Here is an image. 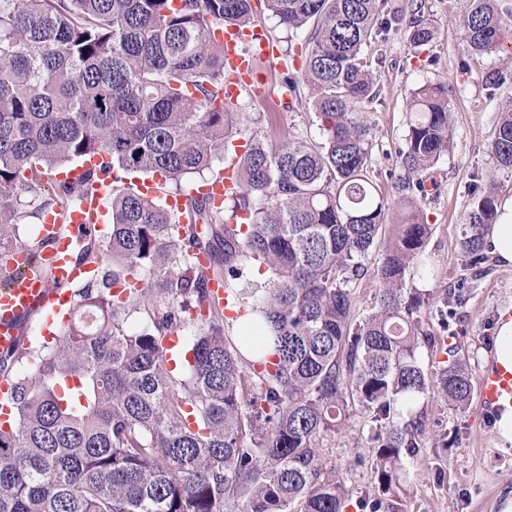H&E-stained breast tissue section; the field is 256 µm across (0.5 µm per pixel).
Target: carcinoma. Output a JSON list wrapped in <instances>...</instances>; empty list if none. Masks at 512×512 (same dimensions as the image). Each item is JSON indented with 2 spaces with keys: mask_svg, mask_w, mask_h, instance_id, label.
I'll list each match as a JSON object with an SVG mask.
<instances>
[{
  "mask_svg": "<svg viewBox=\"0 0 512 512\" xmlns=\"http://www.w3.org/2000/svg\"><path fill=\"white\" fill-rule=\"evenodd\" d=\"M265 2L288 32L314 24L288 87H308L323 143L248 141L238 190L220 209L192 201L185 224L155 198L113 189L111 234L76 253L96 268L77 286L61 342L0 353V375L14 383L0 426V512H345L344 483L318 442L352 403L375 422L369 512H404V459L426 422L394 423L398 405L430 388L459 409L472 399L454 349L428 381L416 357L420 320L402 305L431 234L420 175L452 137L446 83H425L410 100L377 309L359 322L353 311L351 283L389 210L366 175L362 108L377 92L364 50L394 26L411 47L430 45L433 15L421 0L407 16L385 13V0ZM470 2L459 23L468 56L504 52L512 13L497 0ZM251 16V0H0V256L42 247L17 239L21 218L80 203L79 187L42 182L48 169L98 155L88 187L138 172L178 187L233 150L236 106L224 102V47L212 32L248 27ZM491 153L512 171V107L500 112ZM24 173L36 186L29 201L11 193ZM498 216L495 194L477 191L462 242L470 269H482ZM200 253L227 287L252 265L270 274L264 289H233L247 318L234 341ZM132 311L146 322L127 326ZM193 321L192 360L177 381L162 339Z\"/></svg>",
  "mask_w": 512,
  "mask_h": 512,
  "instance_id": "obj_1",
  "label": "carcinoma"
}]
</instances>
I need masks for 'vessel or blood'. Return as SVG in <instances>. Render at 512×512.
<instances>
[{"label": "vessel or blood", "instance_id": "vessel-or-blood-1", "mask_svg": "<svg viewBox=\"0 0 512 512\" xmlns=\"http://www.w3.org/2000/svg\"><path fill=\"white\" fill-rule=\"evenodd\" d=\"M216 36L224 43V95L234 100L261 83L257 63L274 62L275 48L251 29L228 26L217 31ZM110 187V181L95 182L85 191L77 209H57L47 214L38 227L37 239L42 248L37 255H29L21 248L6 258L11 277L6 285L0 286V352L10 351L23 342L31 319L37 317L45 326H52L63 307L71 303L73 285L83 280L88 271L75 258L74 239L97 231L103 213L102 200ZM37 264L51 269L52 280L34 272ZM476 392L483 407L504 399L512 401V370L481 371L476 378Z\"/></svg>", "mask_w": 512, "mask_h": 512}]
</instances>
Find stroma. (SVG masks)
<instances>
[{"label": "stroma", "instance_id": "1", "mask_svg": "<svg viewBox=\"0 0 512 512\" xmlns=\"http://www.w3.org/2000/svg\"><path fill=\"white\" fill-rule=\"evenodd\" d=\"M426 4L438 28L428 51L414 53L399 29L366 48L378 95L364 111L372 140L368 177L386 195L391 191V175L399 168L397 156L405 144L412 92L427 82H445L453 89L451 146L437 166L436 187L424 203L432 226L426 265L410 269L406 277L407 288L421 299L417 315L423 331L438 340L437 345L422 343L417 349L418 362L431 379L450 347L459 348L471 374L483 370L493 352L501 315L512 313V267L502 266L490 255L482 274L473 275L464 265L461 246L474 185L493 188L499 208L512 204V172L498 169L491 154L498 115L512 104V58L502 53L479 60L468 56L458 20L469 0H426ZM252 5L254 27L273 44L282 64L268 70L260 93L240 96L239 135L269 147L287 139L319 145L323 134L306 88L298 87L290 98L282 96L286 76L301 72L310 32H287L264 0H252ZM494 69L503 73L504 81L492 92L483 78ZM462 283L468 290L463 304L447 310L449 290ZM418 415L425 416L427 431L418 452L405 460L410 474L406 512H501L503 492L512 488V443L497 435V410L473 402L460 411L430 390L402 404L396 419L402 423ZM371 426L369 414L353 406L320 444L325 463L345 480L346 512H361L359 500L375 486ZM443 435L448 438L444 450L437 446Z\"/></svg>", "mask_w": 512, "mask_h": 512}]
</instances>
